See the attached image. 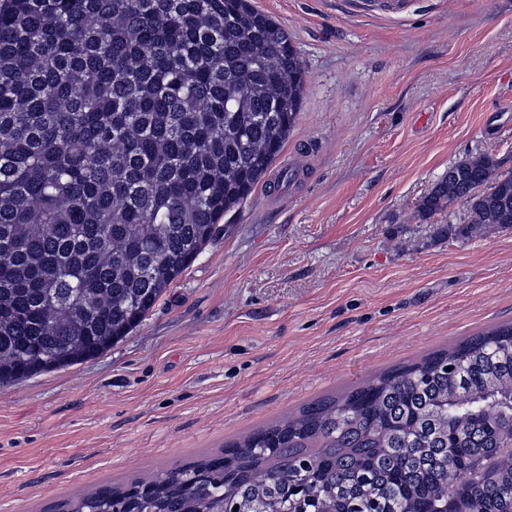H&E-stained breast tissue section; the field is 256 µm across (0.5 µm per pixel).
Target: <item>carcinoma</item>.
Listing matches in <instances>:
<instances>
[{
  "mask_svg": "<svg viewBox=\"0 0 512 512\" xmlns=\"http://www.w3.org/2000/svg\"><path fill=\"white\" fill-rule=\"evenodd\" d=\"M250 0H0V384L103 354L244 205L305 95ZM424 198L512 224L487 156ZM499 423L489 422L487 409ZM512 325L314 400L224 450L64 512H512Z\"/></svg>",
  "mask_w": 512,
  "mask_h": 512,
  "instance_id": "1",
  "label": "carcinoma"
}]
</instances>
